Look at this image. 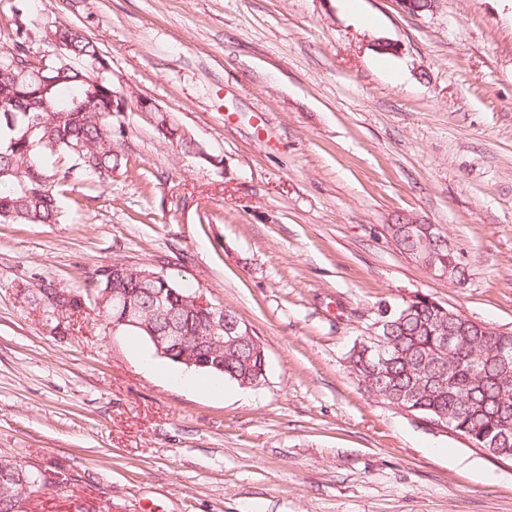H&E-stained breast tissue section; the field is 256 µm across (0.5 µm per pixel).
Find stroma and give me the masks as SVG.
<instances>
[{
  "label": "stroma",
  "mask_w": 512,
  "mask_h": 512,
  "mask_svg": "<svg viewBox=\"0 0 512 512\" xmlns=\"http://www.w3.org/2000/svg\"><path fill=\"white\" fill-rule=\"evenodd\" d=\"M19 17L82 28L202 149L113 113L109 182L66 185L59 223H0V457L68 477L23 512H512V462L346 363L411 294L512 333V0H0V49ZM398 219L436 225L465 281L401 253ZM115 262L233 309L265 382L214 396L89 303L55 333L32 290Z\"/></svg>",
  "instance_id": "1"
}]
</instances>
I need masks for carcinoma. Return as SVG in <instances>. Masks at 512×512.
Here are the masks:
<instances>
[{
    "instance_id": "carcinoma-1",
    "label": "carcinoma",
    "mask_w": 512,
    "mask_h": 512,
    "mask_svg": "<svg viewBox=\"0 0 512 512\" xmlns=\"http://www.w3.org/2000/svg\"><path fill=\"white\" fill-rule=\"evenodd\" d=\"M56 50L53 58L33 62L25 43L26 20L16 23L13 49L0 51V67L13 74L0 78V223L55 224L59 221L62 187L82 177L103 183L112 177V97L108 73H97L91 64L99 56L96 45L78 27L51 26ZM50 104L51 111L30 107L32 91ZM159 133L188 152L199 144L181 131L167 112L153 114ZM387 230L405 253L422 239L437 236L429 224L413 228L389 224ZM431 261L450 270L456 283L466 280V264L448 246L434 247ZM123 288L135 297L142 315L155 331L168 322L182 325L189 336L210 335L202 311L189 298L193 289L176 291L169 315L154 313L149 297L133 276L112 277L103 267L95 288ZM35 307L46 320L61 327L62 320L81 311L82 290L41 288L33 296ZM391 358L383 377L375 376L374 355L359 342L347 357L348 371L364 381L381 398L396 405L410 398L408 408L418 418L452 422L460 433L478 437H502L501 447L512 450V387L503 388L501 357L512 358V333L479 332L462 320H448V306L424 296L393 306L388 330L383 332ZM224 370L205 366L202 371L222 376L238 385L256 377L266 360L245 341L222 352ZM67 476L58 470L41 471L0 459V512H20L22 497L49 486L61 487Z\"/></svg>"
}]
</instances>
